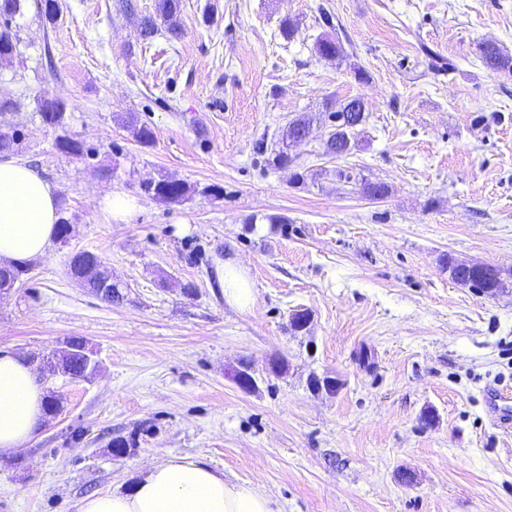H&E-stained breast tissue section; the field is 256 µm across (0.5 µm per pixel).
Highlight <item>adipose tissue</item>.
I'll return each mask as SVG.
<instances>
[{
    "instance_id": "obj_1",
    "label": "adipose tissue",
    "mask_w": 512,
    "mask_h": 512,
    "mask_svg": "<svg viewBox=\"0 0 512 512\" xmlns=\"http://www.w3.org/2000/svg\"><path fill=\"white\" fill-rule=\"evenodd\" d=\"M59 218L56 189L19 159L0 160V258L43 256ZM43 386L19 356L0 354V452L20 448L41 426ZM79 512H274L271 500L221 471L172 457L144 469L132 492L93 494Z\"/></svg>"
}]
</instances>
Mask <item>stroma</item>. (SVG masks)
<instances>
[{"mask_svg":"<svg viewBox=\"0 0 512 512\" xmlns=\"http://www.w3.org/2000/svg\"><path fill=\"white\" fill-rule=\"evenodd\" d=\"M42 3L0 16L15 43L0 59V131L55 186L70 233L0 298V352L78 336L98 368L46 382L60 410L0 453V512H78L173 456L250 484L274 512H512V434L483 399L512 388V287L476 294L442 262L512 269V75L476 53H512V0H180L178 39L142 38L119 0H57L50 19ZM325 34L343 59L317 55ZM43 94L65 101L84 156L57 147ZM353 98L366 119L337 159L329 116ZM300 116L297 182L268 160ZM344 166L355 182L339 180ZM163 175L186 183L184 200L145 193ZM373 182L384 200L366 196ZM109 194L137 200L129 222L103 217ZM83 250L120 301L68 275ZM227 258L248 308L224 298ZM299 308L312 319L295 332ZM244 364L250 392L233 380ZM327 373L345 382L337 395L309 384ZM129 436L136 447L113 457ZM478 55L482 63L495 73H512V54L495 42H483L478 45Z\"/></svg>","mask_w":512,"mask_h":512,"instance_id":"35a3bbf8","label":"stroma"}]
</instances>
